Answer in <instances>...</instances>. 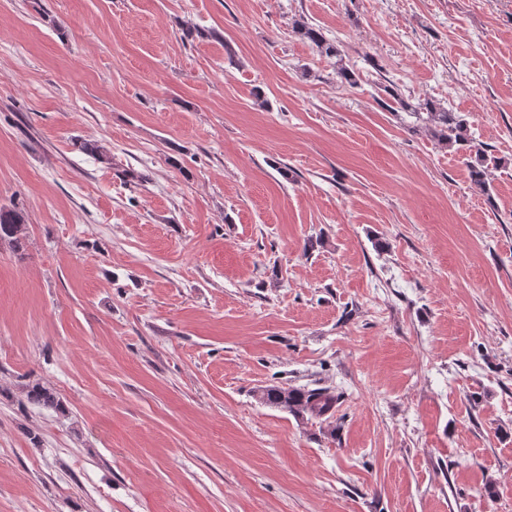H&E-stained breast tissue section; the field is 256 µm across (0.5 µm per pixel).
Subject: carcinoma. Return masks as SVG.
Returning <instances> with one entry per match:
<instances>
[{
  "instance_id": "cac0c4a2",
  "label": "carcinoma",
  "mask_w": 512,
  "mask_h": 512,
  "mask_svg": "<svg viewBox=\"0 0 512 512\" xmlns=\"http://www.w3.org/2000/svg\"><path fill=\"white\" fill-rule=\"evenodd\" d=\"M297 32L307 39L318 52L335 59L336 78L342 84L357 83L355 72L344 61L341 51L334 42L328 40L322 31L312 25L302 23ZM393 112H407L419 121L426 123L432 137L442 146L468 153L469 178L474 190L481 193L487 189L488 159L483 145L474 142L467 134V122L464 116L451 112L432 100H425L417 105L402 96L390 93ZM26 224L24 214L13 209H0V243L9 244L16 252L26 244ZM260 403L280 408L297 417L328 421L333 417L340 395L329 388H284L266 386L256 391ZM25 398L27 403L55 411H64L63 404L53 391L40 383L27 386Z\"/></svg>"
}]
</instances>
